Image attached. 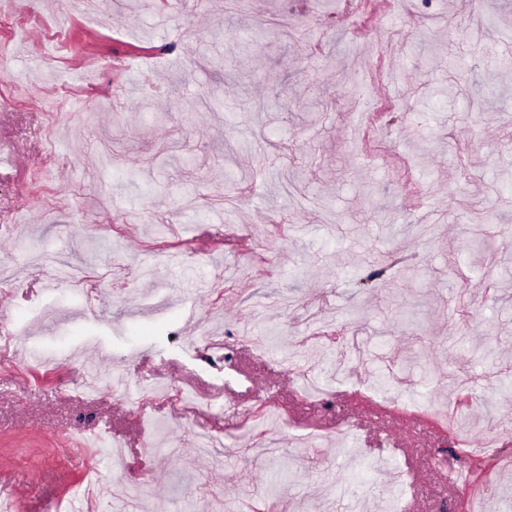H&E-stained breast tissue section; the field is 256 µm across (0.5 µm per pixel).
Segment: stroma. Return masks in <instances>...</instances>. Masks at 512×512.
<instances>
[{"instance_id": "1", "label": "stroma", "mask_w": 512, "mask_h": 512, "mask_svg": "<svg viewBox=\"0 0 512 512\" xmlns=\"http://www.w3.org/2000/svg\"><path fill=\"white\" fill-rule=\"evenodd\" d=\"M14 2L16 508L464 512L428 419L464 380L468 440L512 448V0ZM161 380L207 407L140 411Z\"/></svg>"}]
</instances>
